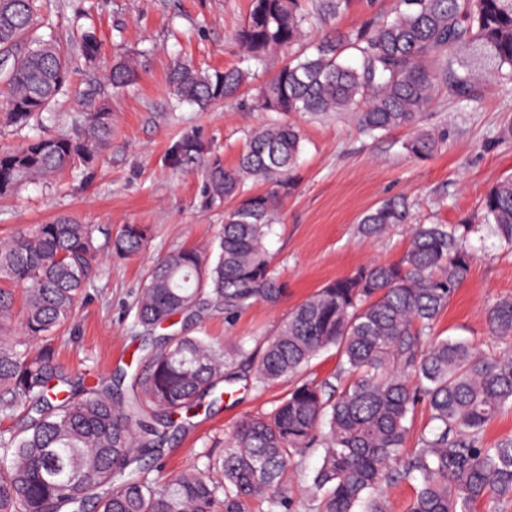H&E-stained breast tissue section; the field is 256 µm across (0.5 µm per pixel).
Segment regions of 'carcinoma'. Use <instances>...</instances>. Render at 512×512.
Here are the masks:
<instances>
[{
  "label": "carcinoma",
  "instance_id": "1",
  "mask_svg": "<svg viewBox=\"0 0 512 512\" xmlns=\"http://www.w3.org/2000/svg\"><path fill=\"white\" fill-rule=\"evenodd\" d=\"M350 0H319L322 16L340 15ZM310 13L302 0H250L240 41L253 60L291 47ZM87 63L100 53L94 33L77 43ZM123 58L105 74L114 89L136 78ZM70 60L38 34L37 0H0V76L8 87L7 119L27 126L50 110L68 86ZM241 68L203 72L180 61L169 90L177 104L208 106L233 99L248 82ZM486 81L512 83V0H394L392 16L335 30L288 58L260 91L257 107L281 114L350 112L371 136L409 131L403 149L424 160L440 147L420 127L442 91L466 106ZM78 136L36 134L0 150V194L31 179H48L77 161L89 163L112 132L103 104L83 117ZM298 125H264L233 168L212 163L206 190L228 203L217 251L179 247L152 266L134 309L146 332L144 371L121 370L93 384L58 360L56 331L74 316L100 259V227L58 219L0 244V412L21 410L0 431V512H247L261 499L267 512H293L285 470L309 448L321 449L308 512H388L383 486L407 481L406 512H472L487 501L500 512L512 496V438L485 441L486 426L512 410V297L484 312L491 336L504 345L479 353L465 339L436 335L474 259L471 235L490 227L512 249V177L484 195L479 213L458 224H417L394 263H372L329 282L288 314L259 360L179 330L159 334L167 320L181 326L211 315L226 320L256 303L278 304L284 288L265 238L273 200L245 189L260 178L281 187L302 151ZM186 137L167 155L179 167L199 153ZM409 204L384 200L360 219L357 233L377 238L405 224ZM150 230L124 224L107 250L126 257L142 250ZM23 296L21 330L12 328L14 289ZM335 350V382L304 376L311 361ZM285 379L288 393L267 414L244 421L218 459L224 482L203 472L163 484L150 478L163 448L201 410L223 401L244 380L264 388ZM428 422L407 447L414 411Z\"/></svg>",
  "mask_w": 512,
  "mask_h": 512
}]
</instances>
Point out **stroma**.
Returning a JSON list of instances; mask_svg holds the SVG:
<instances>
[{
    "label": "stroma",
    "instance_id": "1",
    "mask_svg": "<svg viewBox=\"0 0 512 512\" xmlns=\"http://www.w3.org/2000/svg\"><path fill=\"white\" fill-rule=\"evenodd\" d=\"M393 0H351L336 18L306 26L305 43L333 28L350 30L390 11ZM249 0H39V30L67 49L73 60L64 95L45 114L42 134H76L95 100L112 111V137L88 166L76 165L54 179H36L0 196V241L33 224L67 218L107 231L124 224H148L151 237L138 255L117 259L102 255L74 318L57 332L60 359L86 379L107 378L130 364L141 344L134 305L152 264L181 246L205 247L224 222L222 202L209 201L205 171L214 159L234 167L250 134L278 120L275 112L255 110L259 89L280 65L295 55L285 48L264 64L247 65L238 33ZM94 28L101 44L95 64L80 56L70 35L74 27ZM122 58L134 59L138 80L124 91L100 82L102 73ZM179 58L202 70L249 66L250 79L238 99L201 109L170 106L168 71ZM512 120V86L488 84L481 97L462 107L439 95L423 125L445 141L431 159L410 158L402 148L406 131L372 138L348 115H293L303 135V151L293 172L292 193H275L261 180L247 181L253 193H275L274 226L265 245L287 292L274 307L258 303L232 321L214 315L191 327L207 336L254 351L274 336L291 309L329 281L370 262L397 260L409 244V224L364 240L357 234L361 215L384 199L405 196L412 222L456 223L476 210L487 190L512 175V139L501 134ZM192 137L203 150L178 168L166 162L169 148ZM475 258L463 282L441 314L436 332L462 337L478 350L492 340L484 320L486 304L512 296V250L488 233L472 236ZM288 382L257 390L238 389L219 407L191 418L166 447L163 482L179 473L204 469L207 457L222 454L236 426L247 417L270 412L288 391ZM318 454L307 451L287 468L296 512H306L308 489Z\"/></svg>",
    "mask_w": 512,
    "mask_h": 512
}]
</instances>
